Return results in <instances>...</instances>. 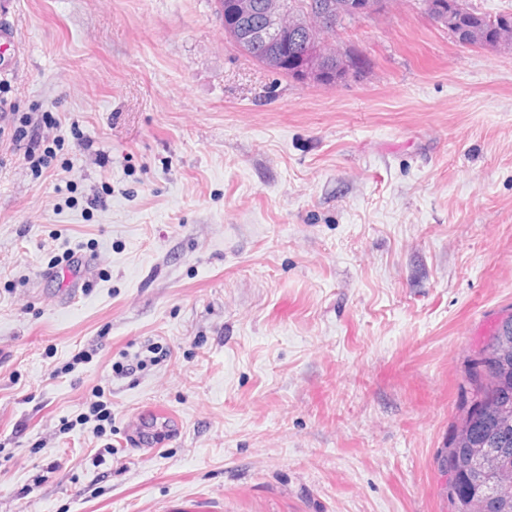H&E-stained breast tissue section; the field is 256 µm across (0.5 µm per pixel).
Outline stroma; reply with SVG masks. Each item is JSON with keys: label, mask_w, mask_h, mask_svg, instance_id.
Listing matches in <instances>:
<instances>
[{"label": "stroma", "mask_w": 512, "mask_h": 512, "mask_svg": "<svg viewBox=\"0 0 512 512\" xmlns=\"http://www.w3.org/2000/svg\"><path fill=\"white\" fill-rule=\"evenodd\" d=\"M2 25L0 98L58 125L45 167L0 145V512H448L466 362L512 307V48L391 0L330 86L215 0Z\"/></svg>", "instance_id": "obj_1"}]
</instances>
